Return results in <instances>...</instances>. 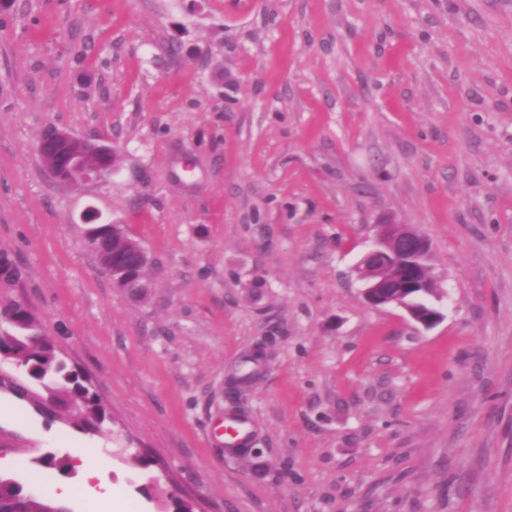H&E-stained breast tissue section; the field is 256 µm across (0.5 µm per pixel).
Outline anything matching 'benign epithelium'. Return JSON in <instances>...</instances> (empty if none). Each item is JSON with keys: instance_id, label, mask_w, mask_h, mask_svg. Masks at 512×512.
Segmentation results:
<instances>
[{"instance_id": "benign-epithelium-1", "label": "benign epithelium", "mask_w": 512, "mask_h": 512, "mask_svg": "<svg viewBox=\"0 0 512 512\" xmlns=\"http://www.w3.org/2000/svg\"><path fill=\"white\" fill-rule=\"evenodd\" d=\"M36 151L48 173L61 183L89 181L112 175L116 151L95 137H77L48 125L40 132ZM87 249L96 258L99 270L113 285L132 296L146 292L147 264L140 243L125 236L123 225L100 221L89 209L84 214ZM122 240L113 251L105 240ZM431 244L415 228L390 222L379 230L357 265L363 283L361 294L373 306H394L406 311L410 319L430 328L442 318V312L421 300L438 295V282L430 273Z\"/></svg>"}]
</instances>
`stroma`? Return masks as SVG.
<instances>
[{
    "label": "stroma",
    "instance_id": "1",
    "mask_svg": "<svg viewBox=\"0 0 512 512\" xmlns=\"http://www.w3.org/2000/svg\"><path fill=\"white\" fill-rule=\"evenodd\" d=\"M48 125L112 175L54 180ZM91 207L145 249L143 296L99 271ZM388 219L431 242L432 328L360 295ZM0 252V303L109 414L0 368V475L69 484L70 512H512V0H10ZM80 445L112 501L41 466ZM224 426L233 430L231 435L224 434L225 448H242L248 446V440L251 435V425L245 418L228 414L224 418Z\"/></svg>",
    "mask_w": 512,
    "mask_h": 512
}]
</instances>
